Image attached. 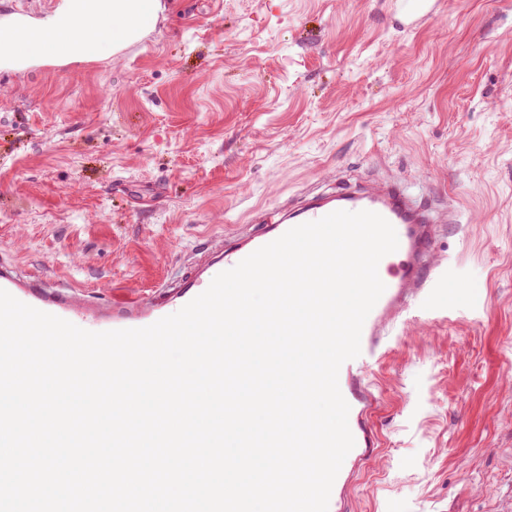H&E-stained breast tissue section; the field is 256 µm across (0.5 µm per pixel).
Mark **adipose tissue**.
Segmentation results:
<instances>
[{
  "label": "adipose tissue",
  "instance_id": "ef3b65f1",
  "mask_svg": "<svg viewBox=\"0 0 512 512\" xmlns=\"http://www.w3.org/2000/svg\"><path fill=\"white\" fill-rule=\"evenodd\" d=\"M162 0H57L40 16L0 15V68L112 57L156 26Z\"/></svg>",
  "mask_w": 512,
  "mask_h": 512
}]
</instances>
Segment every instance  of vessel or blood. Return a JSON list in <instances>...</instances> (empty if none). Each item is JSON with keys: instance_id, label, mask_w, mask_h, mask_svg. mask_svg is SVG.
Wrapping results in <instances>:
<instances>
[{"instance_id": "obj_1", "label": "vessel or blood", "mask_w": 512, "mask_h": 512, "mask_svg": "<svg viewBox=\"0 0 512 512\" xmlns=\"http://www.w3.org/2000/svg\"><path fill=\"white\" fill-rule=\"evenodd\" d=\"M338 210L380 214L394 227L399 241L397 250L378 265L385 291L363 324L361 353L346 361L338 376L340 391L350 407L348 424L355 445L369 448L373 441L366 431L363 412L372 408L373 397L361 389L357 378L375 356L380 337L387 335L396 316L408 310L420 293L434 295L439 308L448 310L466 294L462 288L440 287L441 270L436 261L440 227L456 223L457 212L449 206H438L432 199L419 198L403 182L341 175L333 186L301 193L281 205L275 221L194 253L189 270L170 284L158 302L127 295L109 307L91 306L72 293L47 290L40 278L22 275L4 262H0V289L36 309L70 322H82L89 331L142 328L204 292L214 277V268L230 269L289 229Z\"/></svg>"}]
</instances>
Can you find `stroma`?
<instances>
[{"label": "stroma", "instance_id": "35a3bbf8", "mask_svg": "<svg viewBox=\"0 0 512 512\" xmlns=\"http://www.w3.org/2000/svg\"><path fill=\"white\" fill-rule=\"evenodd\" d=\"M163 0L104 60L0 70V261L107 306L181 278L204 234L339 173L452 202L444 280L362 378L376 445L340 512H500L512 500V0Z\"/></svg>", "mask_w": 512, "mask_h": 512}]
</instances>
